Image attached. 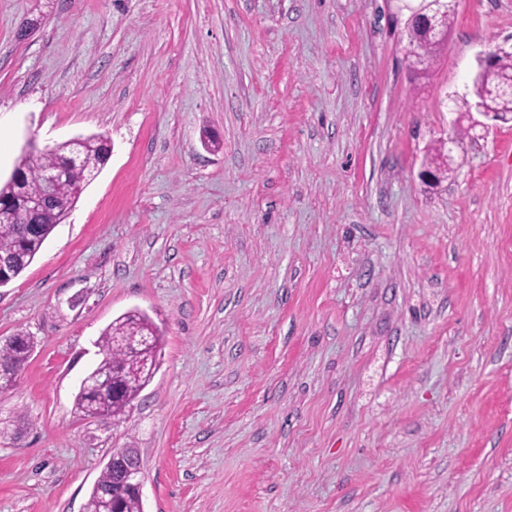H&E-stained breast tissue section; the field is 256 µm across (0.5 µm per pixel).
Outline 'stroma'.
Wrapping results in <instances>:
<instances>
[{"mask_svg": "<svg viewBox=\"0 0 512 512\" xmlns=\"http://www.w3.org/2000/svg\"><path fill=\"white\" fill-rule=\"evenodd\" d=\"M512 0H460L427 76L385 0H0V181L112 152L0 288V512H512V126L454 128ZM455 171L420 179L438 139ZM162 329L124 422L75 412L112 320ZM33 340V336L20 331L0 345V361H6L9 367L8 373L0 374L1 391L12 387L18 375L27 365L31 356V348L34 347ZM124 453L121 449L114 450L108 464L112 463V465L120 467V477L123 483L128 487L135 488L142 496L141 463L137 465L123 463ZM112 491H115L114 495ZM139 495L120 487L115 471L105 467L92 488L85 512H109V510L112 512H142V499Z\"/></svg>", "mask_w": 512, "mask_h": 512, "instance_id": "stroma-1", "label": "stroma"}]
</instances>
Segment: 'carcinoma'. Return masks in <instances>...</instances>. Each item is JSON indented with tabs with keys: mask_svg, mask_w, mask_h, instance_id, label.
<instances>
[{
	"mask_svg": "<svg viewBox=\"0 0 512 512\" xmlns=\"http://www.w3.org/2000/svg\"><path fill=\"white\" fill-rule=\"evenodd\" d=\"M422 5L423 0H401L394 7L404 21L408 54L416 57V64L425 70L437 61L447 42L453 16L441 18L437 23L438 32L433 33L421 21L412 19V12ZM511 82L512 54L501 55L493 66L475 76L472 99L456 100L453 108L466 114L471 100H483L491 111L508 116L512 114V94L508 88ZM75 153L81 162L69 168L53 187L46 209L31 215L16 203L22 190L29 194L42 193L44 171ZM107 159L105 141L97 135L84 137L78 143L67 140L47 151L21 155L15 171L22 175L23 184L9 179L0 186V205L4 206L0 210V256L12 261L11 278L18 277L33 262L45 240L65 219ZM98 345L102 354L98 371L108 377V382L91 396L77 397L75 410L84 417L102 415L120 422L150 382L153 366L159 363L161 332L146 314L129 311L105 328ZM32 347L33 337L23 331L0 345V361L8 364V373L0 374L1 391L13 386L29 361ZM85 512H142V499L120 487L115 472L106 467L92 488Z\"/></svg>",
	"mask_w": 512,
	"mask_h": 512,
	"instance_id": "1",
	"label": "carcinoma"
}]
</instances>
